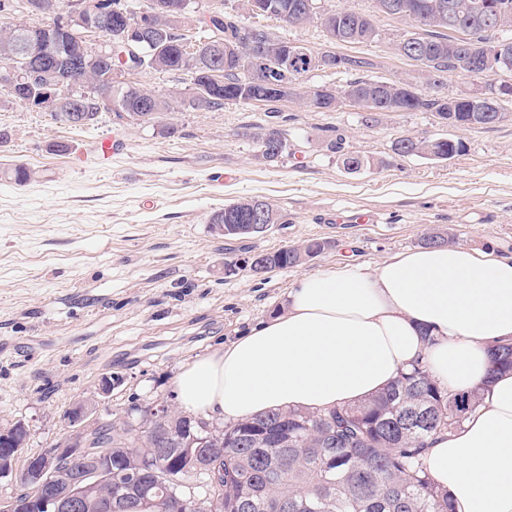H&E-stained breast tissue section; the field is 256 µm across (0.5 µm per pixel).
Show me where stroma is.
Wrapping results in <instances>:
<instances>
[{
	"label": "stroma",
	"instance_id": "1",
	"mask_svg": "<svg viewBox=\"0 0 512 512\" xmlns=\"http://www.w3.org/2000/svg\"><path fill=\"white\" fill-rule=\"evenodd\" d=\"M242 3L192 0L188 15L195 22L220 6L271 37L369 60L363 78L429 90L423 68L395 50L408 24L376 15L374 0H324L327 9L376 16L378 39L342 44L319 22L289 29ZM129 80L179 92L167 116L174 135L108 112L75 129L0 93V431L19 421L29 430L11 474L0 477V506L20 492L28 459L68 434L76 402L94 404L90 426L176 404L179 370L281 312L301 276L347 262L374 267L419 247L428 231L512 254V115L455 128L431 112L371 119L348 102L314 112L291 97L279 104L287 150L271 162L255 139L264 103L198 112L187 105L195 89L186 73L145 70ZM402 135L460 140L465 149L444 161L401 156L393 143ZM107 136L122 152L102 164L94 154ZM347 154L374 164L348 172ZM78 155L83 165H74ZM19 166L30 181H15ZM244 197L275 204L283 223L256 237L218 236L210 216ZM312 238L332 246L300 266L224 273L227 263ZM106 376L112 390L103 396Z\"/></svg>",
	"mask_w": 512,
	"mask_h": 512
}]
</instances>
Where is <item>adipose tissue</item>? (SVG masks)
<instances>
[{
    "mask_svg": "<svg viewBox=\"0 0 512 512\" xmlns=\"http://www.w3.org/2000/svg\"><path fill=\"white\" fill-rule=\"evenodd\" d=\"M510 342L512 255L419 247L301 277L282 313L184 366L175 389L187 412L234 423L357 402L422 363L440 387L480 393L428 439L427 474L453 512H512V370L491 372L488 355Z\"/></svg>",
    "mask_w": 512,
    "mask_h": 512,
    "instance_id": "1",
    "label": "adipose tissue"
}]
</instances>
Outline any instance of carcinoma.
Masks as SVG:
<instances>
[{
  "mask_svg": "<svg viewBox=\"0 0 512 512\" xmlns=\"http://www.w3.org/2000/svg\"><path fill=\"white\" fill-rule=\"evenodd\" d=\"M60 0H0V46L11 44L14 36L28 31V25L8 21L12 12L22 8L29 16L58 14ZM421 13L435 4L449 3L458 21L478 41L511 39L512 30L496 31L486 23V13L512 15V0H406ZM308 4L318 0H246V8L256 15L277 17L288 7L302 14V24L315 19L327 31L348 29L360 15L343 9L318 7L306 12ZM162 39L157 55L132 53L126 47L113 49L112 67L120 72L137 68L159 72H185L199 90L191 105L208 111L226 102L249 105L261 101L267 106V124L259 127L255 138L277 140L278 149L264 151L263 156L278 160L287 148L278 128V103L288 94L271 86L248 80V69L233 63L222 64L224 84L209 89L202 71L189 68L185 49L192 43L183 33L185 21L174 22L165 14L154 18ZM205 36L202 43L235 47L244 59L250 56L249 38L262 39L267 33L248 29L237 16L215 9L200 19ZM451 35L445 29H429L422 44L412 51L428 54L426 67L442 79L457 71L454 56L448 51ZM391 92L383 112H432L442 122L467 128L472 116L471 104L458 96L453 111H448V95L435 91L423 94L400 80L390 81ZM376 93L375 81L355 79L341 89L313 88L299 93L306 106L316 111L333 110L352 96L348 90ZM178 93L159 95L136 84L113 86L112 96L89 102L82 112L62 110L53 113L56 120L70 126H86L97 121L100 113L112 112L123 119L143 118L142 106L150 104L151 120L160 133L172 135L175 128L165 123L168 113L178 103ZM464 150L461 141L448 143L418 137L398 139L395 153L452 157ZM262 217L267 224L283 223V215L272 203L259 198H243L212 214V224H249L252 217ZM331 242L311 239L300 248L286 246L255 255L263 272L302 265L312 255H320ZM491 371L512 369V344L491 349ZM479 403L475 391L450 393L439 387L426 367L417 364L403 372L380 394L358 403L338 406L328 411L288 409L271 411L260 417L224 426V458L220 465L233 479L224 483V494L216 500L215 512H448V495L440 491L423 470L419 456L427 439L437 431L459 425ZM203 418L185 415L178 410L169 414V445L146 449V445L116 440L113 426L96 430L95 457L112 461V512H195L187 504L189 477L183 475L180 486L162 489L153 476L141 472L139 481L129 483L126 473L142 454L163 453L176 457L180 441L187 432H196Z\"/></svg>",
  "mask_w": 512,
  "mask_h": 512,
  "instance_id": "obj_1",
  "label": "carcinoma"
}]
</instances>
